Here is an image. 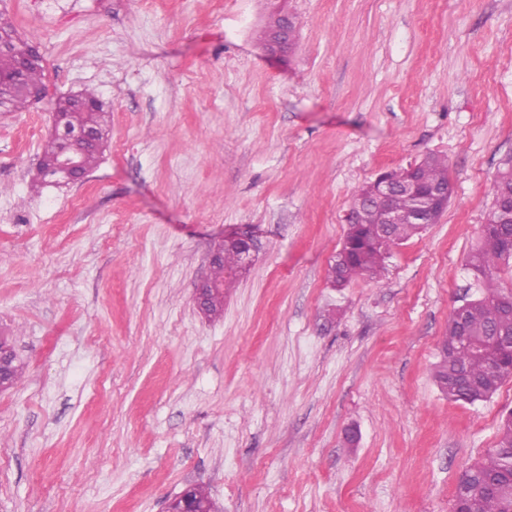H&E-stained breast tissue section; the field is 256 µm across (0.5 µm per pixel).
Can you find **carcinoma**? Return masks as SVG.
Listing matches in <instances>:
<instances>
[{
  "label": "carcinoma",
  "instance_id": "carcinoma-1",
  "mask_svg": "<svg viewBox=\"0 0 512 512\" xmlns=\"http://www.w3.org/2000/svg\"><path fill=\"white\" fill-rule=\"evenodd\" d=\"M0 111L20 112L30 105L28 88L43 86L42 58L36 57L22 64L16 51L19 37L14 26L0 15ZM95 104V109L86 112L78 101ZM110 114L104 109L95 92L84 89L76 94L60 97L54 106L53 132L44 144L33 184L63 183L67 181L65 170L60 167L63 157V142L58 131L89 128L96 132L97 142L82 148L76 156L85 170L96 165L109 134ZM419 177L422 184L450 183L448 158L439 155L422 160ZM512 198V160L494 178L491 185V206L486 224L481 228V243L467 255L466 266L477 284L483 288L482 295L460 305L462 313L452 314L448 330L440 347V357L434 366L433 378L439 389L448 397L468 404L484 402L492 398L502 381L512 376V349L497 350L490 354L475 355L468 349L457 347L460 326H465L479 338L489 332L512 334V313L507 311L508 294L499 287L495 274L500 267L512 268V216L501 211V205ZM414 197L398 193L390 199V206L401 213L415 210ZM425 228L423 224H394L387 236L377 233L374 214L367 207L358 214L357 223L350 224L330 264L328 275L336 288H342L353 280L368 278L380 282L386 270L392 249ZM245 267L242 252L234 236L224 238L218 249V258L212 262V273L205 282L206 298L203 311L216 315L224 310V274L233 275ZM22 366L9 340L0 336V381L8 388L20 380ZM512 473V411L501 416L498 441L494 448L479 461L464 471L455 490H464L469 499L478 505L477 512H512V489L504 485L492 494L487 487L474 479V473ZM187 495L196 502L200 512H219L216 503L201 485L187 488Z\"/></svg>",
  "mask_w": 512,
  "mask_h": 512
}]
</instances>
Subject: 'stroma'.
I'll list each match as a JSON object with an SVG mask.
<instances>
[{
    "instance_id": "stroma-1",
    "label": "stroma",
    "mask_w": 512,
    "mask_h": 512,
    "mask_svg": "<svg viewBox=\"0 0 512 512\" xmlns=\"http://www.w3.org/2000/svg\"><path fill=\"white\" fill-rule=\"evenodd\" d=\"M297 23L284 56L259 36ZM45 97L0 114V512H452L512 377L448 400L432 371L512 157V0H0ZM95 89L98 166L38 190L54 101ZM448 158L453 195L382 282L332 288L355 192ZM231 231L224 311L196 290ZM356 430L358 442L346 447ZM22 366L18 362L16 354L9 340L0 336V389L1 380L4 388H8L20 380ZM187 495L196 502L201 512H219L216 503L210 498L206 489L201 485L190 486ZM190 499L183 500L182 508L178 512H197L195 504Z\"/></svg>"
}]
</instances>
